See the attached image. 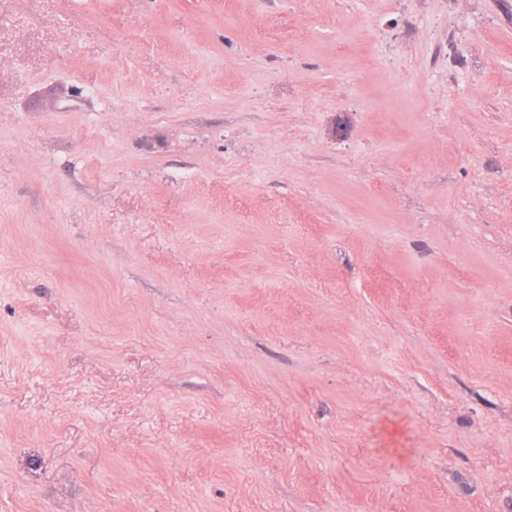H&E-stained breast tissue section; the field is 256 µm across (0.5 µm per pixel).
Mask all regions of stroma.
<instances>
[{"label":"stroma","mask_w":512,"mask_h":512,"mask_svg":"<svg viewBox=\"0 0 512 512\" xmlns=\"http://www.w3.org/2000/svg\"><path fill=\"white\" fill-rule=\"evenodd\" d=\"M0 512H512V0H0Z\"/></svg>","instance_id":"stroma-1"}]
</instances>
